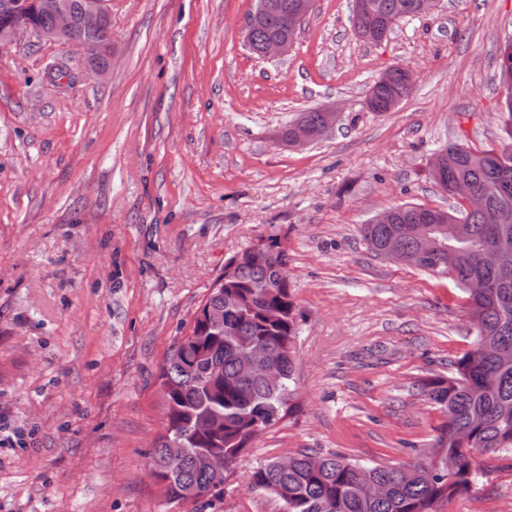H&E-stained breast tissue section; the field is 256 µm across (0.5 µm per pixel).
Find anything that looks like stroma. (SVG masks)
Wrapping results in <instances>:
<instances>
[{
	"label": "stroma",
	"instance_id": "1",
	"mask_svg": "<svg viewBox=\"0 0 512 512\" xmlns=\"http://www.w3.org/2000/svg\"><path fill=\"white\" fill-rule=\"evenodd\" d=\"M253 0H110L112 63L20 33L0 50V512H197L149 472L158 374L233 255L275 239L297 304L294 408L224 475L217 512H287L254 467L304 449L427 458L423 392L471 350L465 293L375 254L363 224L408 204L455 212L430 175L452 142L501 147L499 53L512 0H435L358 38L353 0H316L290 54L260 59ZM415 73L388 112L387 69ZM329 108L293 148L283 129ZM439 512H512V455L485 457ZM320 119L322 134H324L326 130L336 125L339 119V113L326 109H321V112H317L316 109L302 112L295 122L285 127L283 138L286 136L289 138L294 133V128L298 127L302 130L297 128L294 136L289 140L286 139L289 145L297 148L309 145L310 137L307 134L312 136L315 141L319 140V135L321 134L319 131Z\"/></svg>",
	"mask_w": 512,
	"mask_h": 512
}]
</instances>
